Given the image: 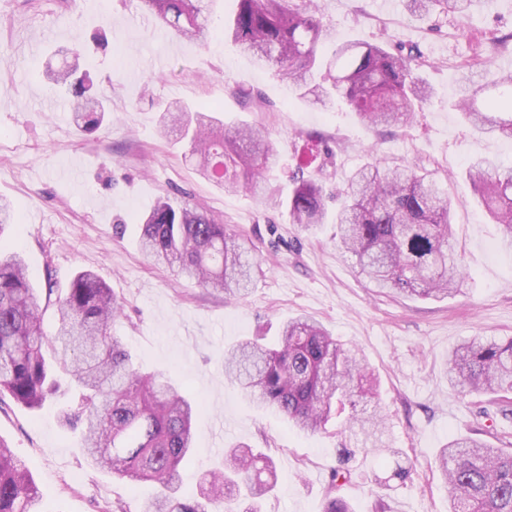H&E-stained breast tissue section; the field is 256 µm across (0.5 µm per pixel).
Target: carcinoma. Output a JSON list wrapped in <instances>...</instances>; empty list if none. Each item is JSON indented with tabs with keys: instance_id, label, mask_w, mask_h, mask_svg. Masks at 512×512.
Listing matches in <instances>:
<instances>
[{
	"instance_id": "cac0c4a2",
	"label": "carcinoma",
	"mask_w": 512,
	"mask_h": 512,
	"mask_svg": "<svg viewBox=\"0 0 512 512\" xmlns=\"http://www.w3.org/2000/svg\"><path fill=\"white\" fill-rule=\"evenodd\" d=\"M181 38L201 44L210 36L217 0H141ZM474 0H406L420 17L435 12L469 15ZM224 38L311 103L340 97L370 127L406 124L430 96L415 76L418 56L361 42L332 51L337 73L318 78L319 47L330 39L316 0H237ZM80 48L48 80L60 87L77 128L91 134L105 119L102 96L79 73ZM458 108L490 140L512 138V73L478 90L463 81ZM179 111L183 138L201 174L228 191L263 190V173L277 158L275 144L246 126L232 135L205 111ZM471 187L491 219L512 237V167L488 157L472 162ZM336 211V247L354 256L378 288L421 298L458 289L467 272L453 250V200L436 180L406 166L368 164L357 169ZM329 198L321 183L298 178L284 203L293 224L325 223ZM140 245L152 260L205 288L243 297L255 262L248 242L184 201L158 199L142 218ZM54 307L57 329L44 316ZM123 302L94 272H79L60 293L40 299L25 260L0 249V397L37 410L61 399L59 418L80 431L82 451L96 466L134 487L159 488L147 512H261L259 501L277 485L271 458L245 445L224 450V462L200 476L198 491H181L179 466L193 448L192 420L202 404L181 395L163 371L142 373L124 342L112 334ZM224 371L253 403L273 409L300 432L323 428L350 408L362 444L382 447L384 417L377 409L358 418L357 405L377 395V379L356 348H346L305 315L289 319L278 342H237L224 354ZM448 382L465 392H512V337L463 343L452 352ZM450 491L449 512H512V454L469 436L454 435L438 457ZM44 495L24 462L0 439V512H45Z\"/></svg>"
}]
</instances>
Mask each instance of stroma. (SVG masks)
Segmentation results:
<instances>
[{
    "instance_id": "35a3bbf8",
    "label": "stroma",
    "mask_w": 512,
    "mask_h": 512,
    "mask_svg": "<svg viewBox=\"0 0 512 512\" xmlns=\"http://www.w3.org/2000/svg\"><path fill=\"white\" fill-rule=\"evenodd\" d=\"M337 42L416 47L417 76L432 90L406 125L372 129L342 100L312 104L270 70L235 50L224 24L236 0H220L207 46L162 35L140 0H0V198L16 227L6 245L22 252L36 287H68L93 270L124 302L113 326L143 372L162 370L204 406L193 422L194 449L182 471L192 493L201 469L230 445L270 455L276 489L262 512H324L329 496L354 512H448L437 457L455 434L477 435L512 453V420L481 415L488 394L460 391L445 373L462 342L512 336V247L475 198L467 168L492 155L512 165V140H489L465 125L453 104L461 77L474 84L512 71V0H476L467 18L411 15L404 0H322ZM80 47L111 112L80 135L68 103L44 72ZM206 108L226 129L251 124L277 144L268 194L228 192L194 170L186 142L164 132L157 101ZM321 140L324 164L305 177L344 187L379 160L429 172L455 202L452 246L467 268L459 290L441 299L371 287L355 257L338 250L336 226L303 229L288 221L286 199L303 139ZM189 201L253 243L259 266L242 299L206 289L159 267L139 247L140 219L158 197ZM304 314L343 344L362 348L380 378L386 439L398 457L355 449L345 418L302 433L257 408L224 374V349L245 337L274 342L281 324ZM0 438L22 458L47 512H145L156 492L131 487L93 467L64 430L54 404L32 411L0 405ZM354 448L352 458L342 451ZM411 468L395 479L396 465ZM345 471L335 481L334 471Z\"/></svg>"
}]
</instances>
